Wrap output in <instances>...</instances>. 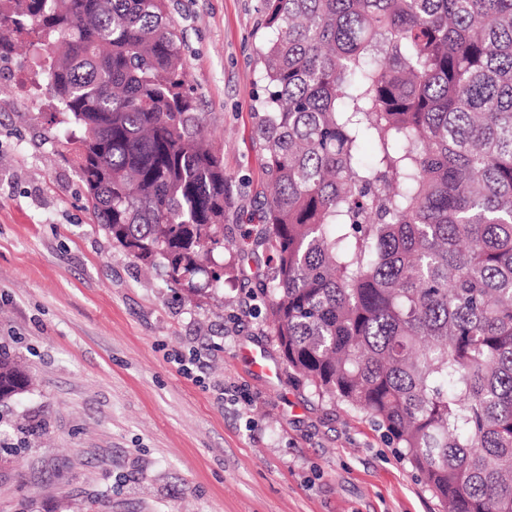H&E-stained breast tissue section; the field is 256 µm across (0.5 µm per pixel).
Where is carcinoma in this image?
<instances>
[{
  "label": "carcinoma",
  "mask_w": 512,
  "mask_h": 512,
  "mask_svg": "<svg viewBox=\"0 0 512 512\" xmlns=\"http://www.w3.org/2000/svg\"><path fill=\"white\" fill-rule=\"evenodd\" d=\"M270 327L445 512H512V0H261ZM74 129L86 209L190 300L228 183L168 0H0ZM30 380L0 354V403Z\"/></svg>",
  "instance_id": "obj_1"
}]
</instances>
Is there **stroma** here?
<instances>
[{
  "label": "stroma",
  "instance_id": "1",
  "mask_svg": "<svg viewBox=\"0 0 512 512\" xmlns=\"http://www.w3.org/2000/svg\"><path fill=\"white\" fill-rule=\"evenodd\" d=\"M261 0H169L199 110L231 186L224 281L189 301L85 208L43 72L0 53V347L33 379L0 406V512H443L363 413L283 359L244 271L268 176L253 134ZM265 352L280 375L255 371Z\"/></svg>",
  "mask_w": 512,
  "mask_h": 512
}]
</instances>
